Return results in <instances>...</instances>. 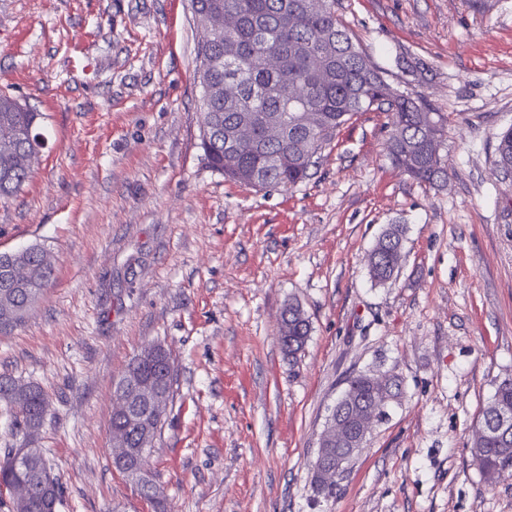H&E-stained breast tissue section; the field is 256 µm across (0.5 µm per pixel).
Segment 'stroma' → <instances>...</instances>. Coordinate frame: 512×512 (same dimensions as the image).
<instances>
[{
	"label": "stroma",
	"instance_id": "35a3bbf8",
	"mask_svg": "<svg viewBox=\"0 0 512 512\" xmlns=\"http://www.w3.org/2000/svg\"><path fill=\"white\" fill-rule=\"evenodd\" d=\"M399 90L448 119V181L387 158L388 117L355 114L310 176L233 183L200 147L190 0H0V91L43 112L32 179L0 200V252L34 243L56 274L0 335V375L40 383L36 442L63 483L58 512H512L470 439L512 377V0H336ZM405 228L393 280L366 256ZM311 323L278 343L282 309ZM161 343L173 396L148 477L162 508L112 463L115 384ZM392 372L391 405L332 496L310 463L354 371ZM311 325L303 309L297 304H288L282 313L279 342L288 356L301 352L309 340Z\"/></svg>",
	"mask_w": 512,
	"mask_h": 512
}]
</instances>
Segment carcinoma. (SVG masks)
I'll use <instances>...</instances> for the list:
<instances>
[{"mask_svg": "<svg viewBox=\"0 0 512 512\" xmlns=\"http://www.w3.org/2000/svg\"><path fill=\"white\" fill-rule=\"evenodd\" d=\"M194 13L219 21L215 38L197 40V78L202 88L200 137L210 166L225 178L251 187L290 188L306 180L322 150L336 132L357 112L376 110L388 114L392 127L387 153L405 174L431 185L448 177L441 155L444 119L422 99L397 93L383 72L353 40L336 16V0H324L318 9L307 0H191ZM334 42V55L324 62L326 75L318 78L310 57L324 36ZM234 42L239 53L224 51ZM276 59L268 67L265 59ZM319 117L313 128L301 124L303 115ZM44 116L16 98L0 93V198L20 193L32 177L37 155L32 138L40 134ZM249 125L254 145L241 152L226 146L230 132ZM496 162L512 167V126L502 130L495 147ZM404 226L392 224L376 240L367 259L370 279L385 283L399 271ZM39 280L51 281L55 266L39 244L13 257ZM41 295L0 288V332L24 322ZM311 325L303 309L288 304L282 313L279 342L294 356L309 340ZM170 353L160 344L141 349L129 362L115 390L129 387L136 372L163 380L161 370ZM344 402L335 404L330 416L344 411L352 424L357 412L384 397L388 403L402 395V380L389 376L381 386L370 371H358L345 380ZM0 407L10 417L16 434L34 436L49 411L45 391L38 385L20 384L0 375ZM512 412V378L501 381L481 412L470 443L474 465L484 481L494 486L512 478V419L501 425L500 412ZM111 428L123 432L126 457L150 448L141 445L136 428L120 411L112 412ZM14 449L0 459V486L12 495L11 512H42L44 503L58 505L60 479L47 466L42 449H34L28 469L14 466Z\"/></svg>", "mask_w": 512, "mask_h": 512, "instance_id": "obj_1", "label": "carcinoma"}]
</instances>
